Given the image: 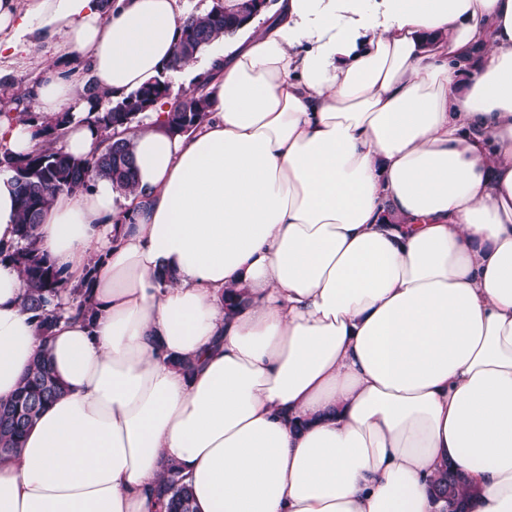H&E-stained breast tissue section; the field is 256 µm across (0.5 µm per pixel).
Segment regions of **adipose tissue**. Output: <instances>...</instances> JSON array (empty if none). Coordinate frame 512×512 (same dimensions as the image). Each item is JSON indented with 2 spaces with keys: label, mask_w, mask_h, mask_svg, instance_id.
Returning <instances> with one entry per match:
<instances>
[{
  "label": "adipose tissue",
  "mask_w": 512,
  "mask_h": 512,
  "mask_svg": "<svg viewBox=\"0 0 512 512\" xmlns=\"http://www.w3.org/2000/svg\"><path fill=\"white\" fill-rule=\"evenodd\" d=\"M187 0H0V61L52 47L27 96L100 146L170 63ZM206 121L133 145L134 184L56 195L37 233L93 321L41 343L0 262V400L48 353L66 393L0 463V512H512V0H278L207 57ZM25 157L35 124L0 118ZM191 360L184 371L176 359ZM158 496L167 512H195L191 488L185 483L180 471L167 466L161 476ZM437 500L448 502L451 512H465V503L471 492L469 479L464 471L444 466L433 486Z\"/></svg>",
  "instance_id": "adipose-tissue-1"
}]
</instances>
